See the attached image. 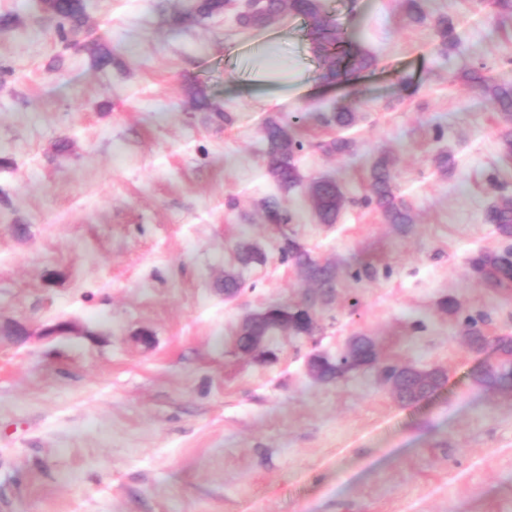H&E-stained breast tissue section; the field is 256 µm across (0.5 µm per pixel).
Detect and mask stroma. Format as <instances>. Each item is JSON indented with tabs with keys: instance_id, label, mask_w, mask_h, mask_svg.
I'll list each match as a JSON object with an SVG mask.
<instances>
[{
	"instance_id": "35a3bbf8",
	"label": "stroma",
	"mask_w": 512,
	"mask_h": 512,
	"mask_svg": "<svg viewBox=\"0 0 512 512\" xmlns=\"http://www.w3.org/2000/svg\"><path fill=\"white\" fill-rule=\"evenodd\" d=\"M325 3L375 58L340 86L299 17L175 28L176 0H89L64 43L39 0H0V512H512V389L482 383L494 349L461 339L468 316L512 336V290L470 265L504 245L484 213L512 199V119L460 79L480 65L512 82V23L489 0H432L460 39L442 57L403 0ZM341 104L358 117L352 155L322 148L337 132L317 115ZM297 112L303 175L347 193L336 223L268 175L261 128ZM383 153L404 232L358 202ZM270 195L290 223H265ZM288 237L336 264L335 295L314 336L241 354L245 316L315 290ZM244 243L264 262L241 266ZM357 333L443 383L402 403L374 368L315 378L311 356Z\"/></svg>"
}]
</instances>
